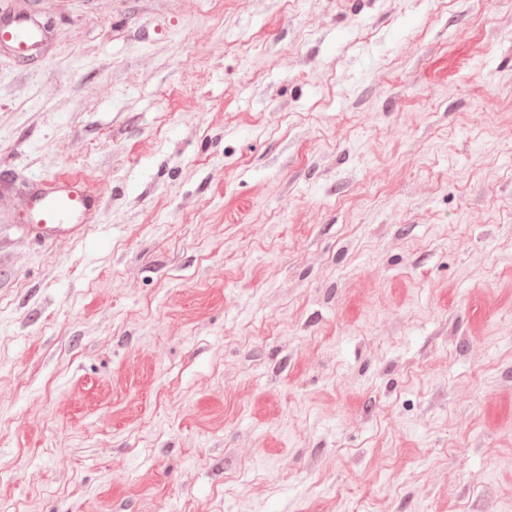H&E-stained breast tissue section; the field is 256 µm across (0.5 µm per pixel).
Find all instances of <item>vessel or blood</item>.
<instances>
[{
    "mask_svg": "<svg viewBox=\"0 0 512 512\" xmlns=\"http://www.w3.org/2000/svg\"><path fill=\"white\" fill-rule=\"evenodd\" d=\"M43 37V26L34 17L0 19V46L9 47L17 56H33ZM98 208V199L85 192L81 178L65 175L33 187L26 221L37 239L53 242L90 223Z\"/></svg>",
    "mask_w": 512,
    "mask_h": 512,
    "instance_id": "vessel-or-blood-1",
    "label": "vessel or blood"
}]
</instances>
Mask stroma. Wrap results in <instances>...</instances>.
Here are the masks:
<instances>
[{"label":"stroma","mask_w":512,"mask_h":512,"mask_svg":"<svg viewBox=\"0 0 512 512\" xmlns=\"http://www.w3.org/2000/svg\"><path fill=\"white\" fill-rule=\"evenodd\" d=\"M16 14L0 512H512V0ZM44 37L42 24L32 16L0 19V46L9 47L19 57L33 56ZM99 208V200L87 194L82 179L64 175L36 184L30 193L26 225L35 238L54 242L71 235L80 225L90 223Z\"/></svg>","instance_id":"stroma-1"}]
</instances>
